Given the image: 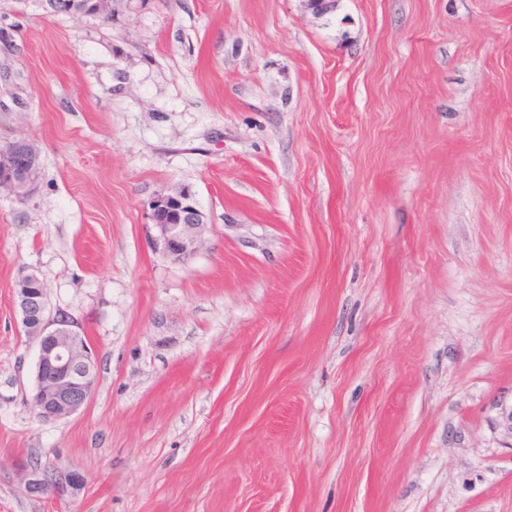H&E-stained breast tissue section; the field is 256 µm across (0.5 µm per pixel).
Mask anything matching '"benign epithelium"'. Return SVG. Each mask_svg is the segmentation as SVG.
Segmentation results:
<instances>
[{
    "label": "benign epithelium",
    "mask_w": 512,
    "mask_h": 512,
    "mask_svg": "<svg viewBox=\"0 0 512 512\" xmlns=\"http://www.w3.org/2000/svg\"><path fill=\"white\" fill-rule=\"evenodd\" d=\"M53 13L83 15L87 0H43ZM37 173L32 147L14 141L0 150V191L19 198L27 197ZM148 218L157 231L163 251L180 258L195 251L205 226L204 213L189 192L158 195L148 204ZM14 309L26 335L38 340L36 387L32 401L39 417L66 419L77 413L94 393L95 358L89 338L74 329L73 322L51 314L44 283L34 270L22 267L15 280ZM75 480L54 476L49 470L33 466L27 474L25 491L41 498L64 489Z\"/></svg>",
    "instance_id": "7a95c632"
}]
</instances>
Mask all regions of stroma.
Listing matches in <instances>:
<instances>
[{
  "label": "stroma",
  "instance_id": "obj_1",
  "mask_svg": "<svg viewBox=\"0 0 512 512\" xmlns=\"http://www.w3.org/2000/svg\"><path fill=\"white\" fill-rule=\"evenodd\" d=\"M0 512H512V0H0ZM206 215L155 243L157 195ZM98 385L31 402L17 271ZM81 481L35 499L30 466ZM87 1H94L96 14L109 15L112 14V0H43L44 7L53 13H64L69 15H84L89 6ZM37 173L32 147L23 141H14L0 150V191L16 197H28ZM148 209L157 241L167 255L180 258L195 251L206 222L191 193L158 195Z\"/></svg>",
  "mask_w": 512,
  "mask_h": 512
}]
</instances>
